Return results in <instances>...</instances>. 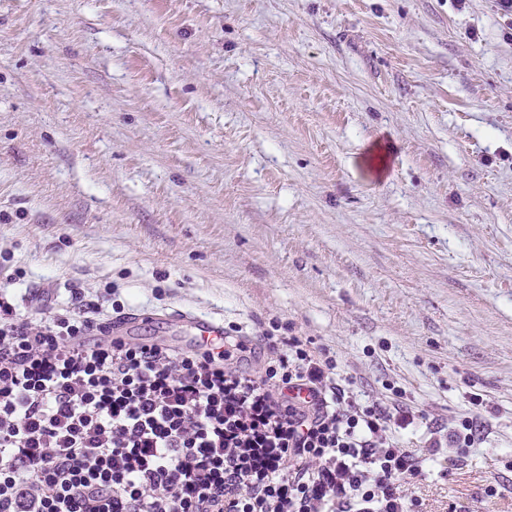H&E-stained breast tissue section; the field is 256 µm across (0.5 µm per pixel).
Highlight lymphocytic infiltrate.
<instances>
[{
    "mask_svg": "<svg viewBox=\"0 0 512 512\" xmlns=\"http://www.w3.org/2000/svg\"><path fill=\"white\" fill-rule=\"evenodd\" d=\"M123 309L0 291V512H423L425 462L480 438L467 417L404 447L415 412L362 400L310 339L176 349L113 334Z\"/></svg>",
    "mask_w": 512,
    "mask_h": 512,
    "instance_id": "obj_1",
    "label": "lymphocytic infiltrate"
}]
</instances>
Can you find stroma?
<instances>
[{
    "label": "stroma",
    "instance_id": "stroma-1",
    "mask_svg": "<svg viewBox=\"0 0 512 512\" xmlns=\"http://www.w3.org/2000/svg\"><path fill=\"white\" fill-rule=\"evenodd\" d=\"M0 285L278 321L431 428L425 512H512V22L495 0H0ZM23 278L7 279L14 269ZM115 294H107L106 285ZM496 496H487L488 487Z\"/></svg>",
    "mask_w": 512,
    "mask_h": 512
}]
</instances>
